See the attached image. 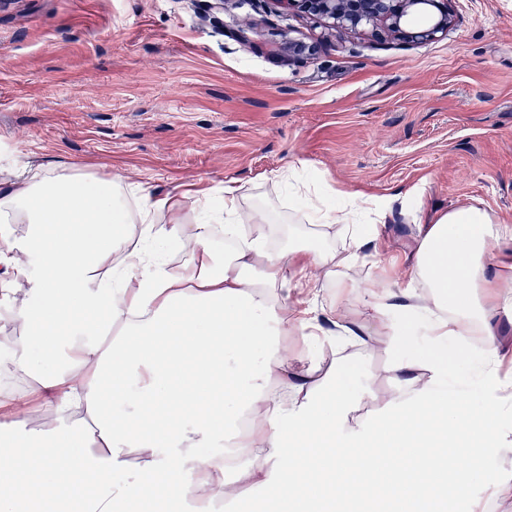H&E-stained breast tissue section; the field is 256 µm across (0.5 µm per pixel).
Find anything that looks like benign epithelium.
<instances>
[{"instance_id": "7a95c632", "label": "benign epithelium", "mask_w": 512, "mask_h": 512, "mask_svg": "<svg viewBox=\"0 0 512 512\" xmlns=\"http://www.w3.org/2000/svg\"><path fill=\"white\" fill-rule=\"evenodd\" d=\"M283 12H299L325 27L376 39L420 43L448 34L454 0H261Z\"/></svg>"}]
</instances>
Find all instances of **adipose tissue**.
<instances>
[{"instance_id": "adipose-tissue-1", "label": "adipose tissue", "mask_w": 512, "mask_h": 512, "mask_svg": "<svg viewBox=\"0 0 512 512\" xmlns=\"http://www.w3.org/2000/svg\"><path fill=\"white\" fill-rule=\"evenodd\" d=\"M241 199L231 183L217 203L205 193L158 196L75 164L26 165L0 178V295L29 279V260L40 269L28 300L12 310L22 335L8 365L30 380L29 394L47 415L77 413L97 448L91 459L71 448L68 434L27 431L14 398L1 395L0 452L11 462L0 465V512H114L119 502L125 512H173L199 495L223 494L229 482L245 493L265 487V512H299L306 474L317 512L382 501L401 512H435L464 493L476 459L503 439L512 416L495 324L501 316L512 322V255L500 252L512 225L472 204L419 225L409 287H370L364 302L368 320L387 334L372 349L391 355L396 388L368 381L355 391L297 365V352L281 344L290 334L318 346L327 331L279 291L338 280L356 265L364 245L356 224L365 215L384 218V203L338 188L297 195L303 223L349 229L340 257L306 246L273 250L263 236L245 235L244 223L264 216L243 210ZM16 224L29 227L24 243L15 241ZM127 224L139 227L132 249ZM217 224L235 249L214 248ZM171 240L189 247V265L159 256L157 245ZM475 333L485 397L472 411L462 401L467 387L445 373L449 342L464 357ZM418 336L430 339L422 358L401 355ZM34 342L44 357L65 356L66 367L45 372L29 352ZM244 411L251 426L236 441L251 458L229 471L213 446ZM198 448L209 456L195 458ZM132 452L147 477L116 483ZM397 455L404 464L391 467ZM190 465L192 483L184 478Z\"/></svg>"}]
</instances>
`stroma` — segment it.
Returning a JSON list of instances; mask_svg holds the SVG:
<instances>
[{
    "mask_svg": "<svg viewBox=\"0 0 512 512\" xmlns=\"http://www.w3.org/2000/svg\"><path fill=\"white\" fill-rule=\"evenodd\" d=\"M212 0H15L0 11V170L86 165L151 193L214 192L231 182L265 200L272 233L342 251L340 226L298 223L274 184L293 169L386 205L342 281L291 291L316 312L344 303L363 320L359 281L384 269L398 287L416 216L474 204L512 225V0H456L447 37L421 44L323 35L300 13H224ZM249 43L234 35L251 19ZM311 45L285 60L281 33ZM386 247L375 253L372 242ZM339 384L392 388L389 361L356 342ZM506 438L474 466L454 512H512L489 484L512 474Z\"/></svg>",
    "mask_w": 512,
    "mask_h": 512,
    "instance_id": "35a3bbf8",
    "label": "stroma"
}]
</instances>
